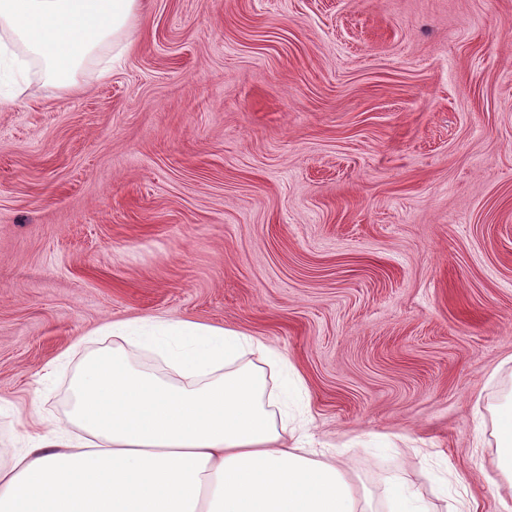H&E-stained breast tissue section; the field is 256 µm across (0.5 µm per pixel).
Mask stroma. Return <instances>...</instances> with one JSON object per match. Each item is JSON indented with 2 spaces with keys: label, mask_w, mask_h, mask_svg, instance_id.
Returning a JSON list of instances; mask_svg holds the SVG:
<instances>
[{
  "label": "stroma",
  "mask_w": 512,
  "mask_h": 512,
  "mask_svg": "<svg viewBox=\"0 0 512 512\" xmlns=\"http://www.w3.org/2000/svg\"><path fill=\"white\" fill-rule=\"evenodd\" d=\"M76 81L0 65L1 464L157 316L277 348L374 512L512 505V0H142ZM498 467L502 478L512 484V402L497 410ZM388 499L393 503V512H430L424 505L420 504V497L417 493L409 492L405 495L396 489L390 488Z\"/></svg>",
  "instance_id": "35a3bbf8"
}]
</instances>
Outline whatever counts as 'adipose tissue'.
Instances as JSON below:
<instances>
[{"mask_svg": "<svg viewBox=\"0 0 512 512\" xmlns=\"http://www.w3.org/2000/svg\"><path fill=\"white\" fill-rule=\"evenodd\" d=\"M141 0H0V59L43 63L59 87L102 46L126 38ZM111 349L73 384L74 428L35 434L0 465V512H373L346 470L310 457L303 426L276 416L248 354L285 366L246 332L161 317L107 321ZM176 372L137 368L131 348Z\"/></svg>", "mask_w": 512, "mask_h": 512, "instance_id": "obj_1", "label": "adipose tissue"}]
</instances>
